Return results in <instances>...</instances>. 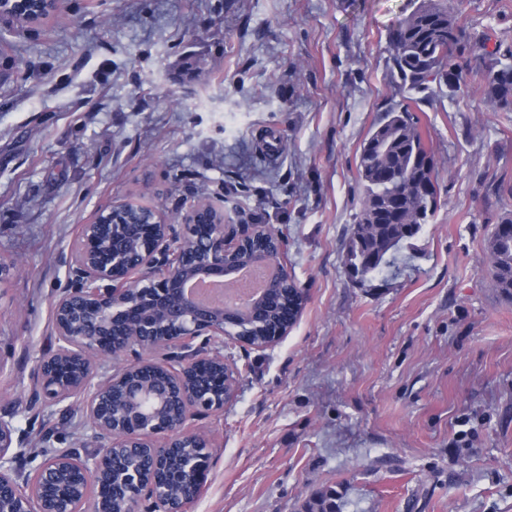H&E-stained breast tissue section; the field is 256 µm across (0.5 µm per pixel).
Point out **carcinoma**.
<instances>
[{
    "instance_id": "carcinoma-1",
    "label": "carcinoma",
    "mask_w": 512,
    "mask_h": 512,
    "mask_svg": "<svg viewBox=\"0 0 512 512\" xmlns=\"http://www.w3.org/2000/svg\"><path fill=\"white\" fill-rule=\"evenodd\" d=\"M57 7V0H45L41 12L14 16L20 26L39 22ZM464 29L448 0H420L388 34L389 61L395 89L402 101L391 105L371 126L356 158L361 203L351 225L344 264L351 278L365 283L388 267V256L403 242L416 236L429 223L440 205L437 162L426 143L414 114V106L430 96L460 88L470 70L463 57ZM490 64L484 95L499 110H512V50L485 53ZM488 272L494 288L512 300V210H504L487 240ZM295 284L278 285L273 299L256 304L241 323L224 318L225 324L240 331L253 346H262L269 333H286L292 326L289 305L294 302ZM161 478V493L179 498L186 487L174 476V465ZM308 512H337L331 492L322 494Z\"/></svg>"
}]
</instances>
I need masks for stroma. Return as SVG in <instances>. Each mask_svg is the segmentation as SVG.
Listing matches in <instances>:
<instances>
[{"instance_id": "obj_1", "label": "stroma", "mask_w": 512, "mask_h": 512, "mask_svg": "<svg viewBox=\"0 0 512 512\" xmlns=\"http://www.w3.org/2000/svg\"><path fill=\"white\" fill-rule=\"evenodd\" d=\"M450 2L473 71L418 114L441 207L365 284L344 266L355 158L396 101L388 32L419 0H59L10 34L0 258L18 272L0 288V418L20 471L86 435L32 403L80 226L126 199L176 225L196 190L286 236L305 305L275 346L225 342L239 393L193 422L212 465L187 512H305L324 492L339 512H512V302L484 254L512 111L483 95L480 58L512 48V0Z\"/></svg>"}]
</instances>
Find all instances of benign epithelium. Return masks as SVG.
<instances>
[{
	"label": "benign epithelium",
	"instance_id": "obj_1",
	"mask_svg": "<svg viewBox=\"0 0 512 512\" xmlns=\"http://www.w3.org/2000/svg\"><path fill=\"white\" fill-rule=\"evenodd\" d=\"M133 204L116 202L81 226L74 247L76 287L61 295L54 306L57 347L42 357L34 371V401L63 405L67 414L78 406L89 431L79 448L51 453L33 474H14L15 428L0 418V502L9 491L8 512H113L112 495L101 494L112 482V449L150 448L153 468L167 465L168 452L199 436L195 417L220 413L238 392V371L224 354L207 349L214 342L239 341L224 325V307L201 306L186 295V280L206 275L224 278L236 271L243 248L261 233L260 224H224L213 218L206 197L193 194L182 215L180 230L155 214L149 224L151 239L136 252L126 250L122 225ZM256 263L288 273L285 238L277 236V250ZM204 337V345L193 344ZM178 347V360L144 359L140 352ZM132 355L122 369L95 379L94 368L104 357ZM223 369L228 390L211 397L189 382L203 363ZM146 366L160 367L169 377L165 389L143 387L128 373ZM125 384L123 404L112 407V387ZM94 451L89 452L87 448ZM211 465L204 451L184 465L192 497L201 493ZM150 512H186L189 500L175 504L155 489V479L132 470L127 480L125 512H139L141 501Z\"/></svg>",
	"mask_w": 512,
	"mask_h": 512
}]
</instances>
